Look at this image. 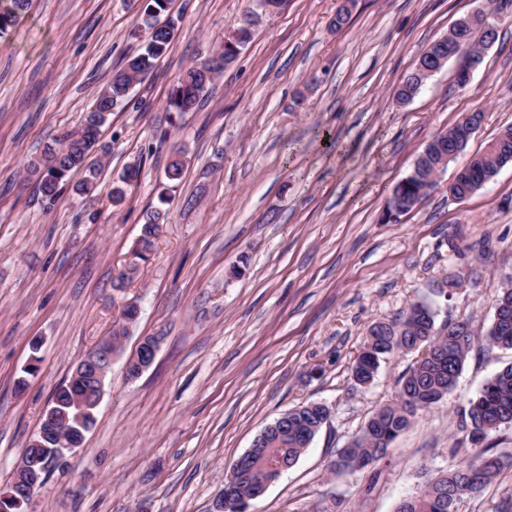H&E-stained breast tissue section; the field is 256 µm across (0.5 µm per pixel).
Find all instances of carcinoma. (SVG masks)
Returning a JSON list of instances; mask_svg holds the SVG:
<instances>
[{
  "label": "carcinoma",
  "instance_id": "carcinoma-1",
  "mask_svg": "<svg viewBox=\"0 0 512 512\" xmlns=\"http://www.w3.org/2000/svg\"><path fill=\"white\" fill-rule=\"evenodd\" d=\"M170 0H149L143 21L147 39L140 52L132 55L123 67L116 70L111 80L102 87L83 123L63 134L50 145L40 158L26 165V179L36 185L42 202L54 203L70 174L76 170L87 172L80 191L91 193L96 188L97 173L90 160L98 145L101 128L114 110L130 97V77L142 81L151 74L157 62L166 54L176 30V21L167 16ZM32 0H0V37L7 34L23 18ZM448 53V38L432 43L422 54L419 63L434 64L438 57ZM221 71L210 69L202 63L188 67L173 84L166 100V111L177 118L196 111L206 98L210 86ZM424 77L411 73L400 86L397 100L408 101L420 91ZM483 113L471 112L465 120L435 135L427 144V157L417 161L409 174L398 182L390 195L389 208L399 214L409 212L427 195L429 176L440 168L444 156L457 155L467 145L466 131L470 126H481ZM512 157V126L502 129L485 148L473 155L467 163L468 175L454 190L464 197L480 190L492 176L499 160ZM184 169L181 150L174 151L165 177L169 181L180 179ZM138 178V171L131 169L122 174L119 183L112 186L110 198L113 206L126 199L127 187ZM165 212L159 208L145 212L142 233L135 243L136 261L122 270L118 280L132 279L138 272V262L147 261L155 248V239ZM508 304L501 320L492 321L484 340L490 347L512 348V288H505L494 305ZM137 306L130 303L120 312L112 327V340L122 344L128 325L137 320ZM390 323L403 329V343L387 348L380 336L384 325L372 324L358 354L351 365L356 373L359 364L369 367L366 381L373 380L380 362L397 353L420 352L428 349V358L420 357L399 377L395 399L375 410L361 432L341 449L334 468L356 473L363 471L385 457L393 442L410 427L416 416L437 406L452 391L475 342L470 324L450 321L436 326L432 308L423 302H414L401 316ZM90 387L85 378L70 379L57 391L61 401L71 395L83 394ZM464 429L468 432L471 452L448 467L425 477L423 483L399 504L397 512H457V503L465 495L475 494L489 484L504 468H512L511 453H494L484 445L491 432L512 425V364L490 377L477 396L468 401L463 410ZM288 421H274L255 438L251 448L234 460L229 469L235 480V502L247 506L259 498V481L280 477L277 468L290 467L310 445L324 422L328 420L327 407L321 402H307L286 411ZM29 462L35 474L45 480L52 470L64 466V458L57 455L58 448L51 442L43 446L27 447ZM31 488L28 477L16 472L5 489L0 491V512H22L25 496Z\"/></svg>",
  "mask_w": 512,
  "mask_h": 512
}]
</instances>
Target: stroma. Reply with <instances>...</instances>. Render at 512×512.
Listing matches in <instances>:
<instances>
[{
	"label": "stroma",
	"instance_id": "1",
	"mask_svg": "<svg viewBox=\"0 0 512 512\" xmlns=\"http://www.w3.org/2000/svg\"><path fill=\"white\" fill-rule=\"evenodd\" d=\"M286 0L194 112L169 124L168 92L223 44L252 0H171L175 36L156 70L103 129L98 189L65 186L45 206L25 166L79 126L97 91L144 43L147 0H33L0 38V488L8 484L55 390L126 299L123 341L81 449L35 492L33 512H211L224 467L283 412L326 403L331 418L250 512H396L423 468L468 449L462 409L512 349L476 343L447 400L423 412L385 458L351 474L337 453L393 400L413 362L398 354L370 386L350 367L369 326L432 298L437 323L478 332L512 276V162L453 200L448 183L512 126V8L467 86L456 61L408 104L395 101L421 54L481 0ZM484 122L437 188L397 220L392 187L432 137L465 114ZM186 168L151 259L123 289L146 209L158 205L173 150ZM140 167L122 206L112 181ZM246 258L243 276L229 266ZM462 283L433 296L446 278ZM161 336L153 365L128 380L124 358ZM38 369L25 375L30 358ZM457 512H512V469Z\"/></svg>",
	"mask_w": 512,
	"mask_h": 512
}]
</instances>
